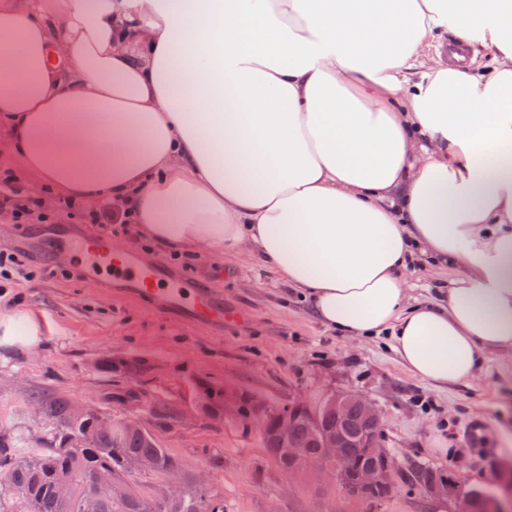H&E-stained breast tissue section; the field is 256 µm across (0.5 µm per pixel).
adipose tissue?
<instances>
[{"instance_id": "ef3b65f1", "label": "adipose tissue", "mask_w": 512, "mask_h": 512, "mask_svg": "<svg viewBox=\"0 0 512 512\" xmlns=\"http://www.w3.org/2000/svg\"><path fill=\"white\" fill-rule=\"evenodd\" d=\"M488 65L429 63L447 33ZM0 132L175 251L248 247L445 388L512 351V0H0ZM466 274L425 300L420 257ZM41 342L0 314V346Z\"/></svg>"}]
</instances>
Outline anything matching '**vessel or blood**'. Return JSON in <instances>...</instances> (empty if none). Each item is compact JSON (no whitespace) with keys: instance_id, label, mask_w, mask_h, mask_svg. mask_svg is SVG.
Returning a JSON list of instances; mask_svg holds the SVG:
<instances>
[{"instance_id":"1","label":"vessel or blood","mask_w":512,"mask_h":512,"mask_svg":"<svg viewBox=\"0 0 512 512\" xmlns=\"http://www.w3.org/2000/svg\"><path fill=\"white\" fill-rule=\"evenodd\" d=\"M19 247L41 252L71 250L73 263L83 279L99 281L109 272L111 283L126 299L162 310L174 319L205 328L223 326L224 301L208 288H198L156 260H140L115 252L111 242L89 231H78L65 224L50 226L45 238L19 236Z\"/></svg>"}]
</instances>
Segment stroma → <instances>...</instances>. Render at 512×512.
I'll use <instances>...</instances> for the list:
<instances>
[{"instance_id":"35a3bbf8","label":"stroma","mask_w":512,"mask_h":512,"mask_svg":"<svg viewBox=\"0 0 512 512\" xmlns=\"http://www.w3.org/2000/svg\"><path fill=\"white\" fill-rule=\"evenodd\" d=\"M92 230L221 293L228 310L247 320L212 329L177 322L57 274L59 259L47 255L39 263L49 274L29 281L0 278V309L31 313L42 330L35 348L0 350V431L29 435V448L38 447L50 427L31 411L33 393H56L122 416L120 403L104 401L116 379L99 372L96 363L107 355L116 361L136 356L149 365L135 381L144 399L176 410L197 403L203 381L272 402L300 396L316 404L335 389L374 400L395 491L380 505H357L356 512H454L452 503L426 499L409 481L419 466L452 474L467 491L495 488L512 470V443L500 441L502 429L512 430L511 355L490 353L488 365L473 378L439 389L414 377L386 338L357 340L328 328L257 259L204 249L176 257L130 224H96ZM464 274L459 266L421 260L410 274L409 294L428 297ZM157 435L186 471L205 475L209 491L223 497L224 512H326L341 497L339 490L321 492L312 483L289 488L257 430L198 421Z\"/></svg>"}]
</instances>
